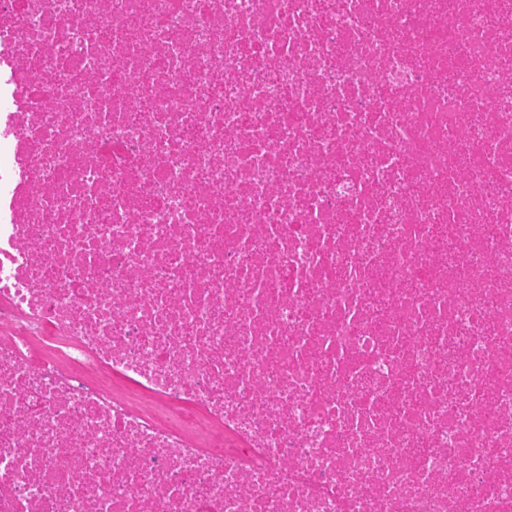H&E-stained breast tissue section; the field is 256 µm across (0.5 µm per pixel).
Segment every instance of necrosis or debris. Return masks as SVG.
Returning <instances> with one entry per match:
<instances>
[{
  "mask_svg": "<svg viewBox=\"0 0 512 512\" xmlns=\"http://www.w3.org/2000/svg\"><path fill=\"white\" fill-rule=\"evenodd\" d=\"M0 512H512V0H0Z\"/></svg>",
  "mask_w": 512,
  "mask_h": 512,
  "instance_id": "4bbe7bcc",
  "label": "necrosis or debris"
}]
</instances>
